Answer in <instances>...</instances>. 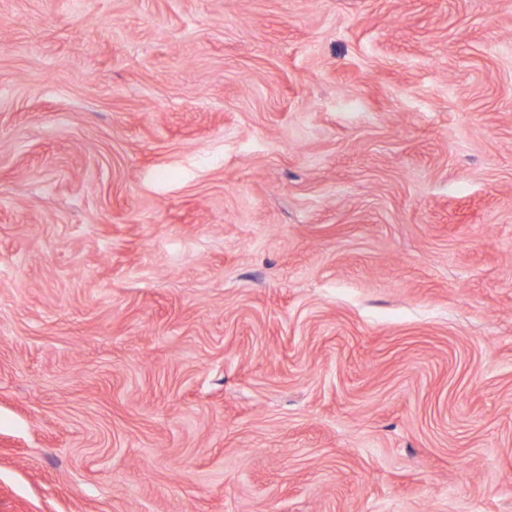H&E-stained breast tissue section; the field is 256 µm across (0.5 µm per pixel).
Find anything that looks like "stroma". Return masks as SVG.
I'll list each match as a JSON object with an SVG mask.
<instances>
[{
	"instance_id": "35a3bbf8",
	"label": "stroma",
	"mask_w": 512,
	"mask_h": 512,
	"mask_svg": "<svg viewBox=\"0 0 512 512\" xmlns=\"http://www.w3.org/2000/svg\"><path fill=\"white\" fill-rule=\"evenodd\" d=\"M0 512H512V0H0Z\"/></svg>"
}]
</instances>
